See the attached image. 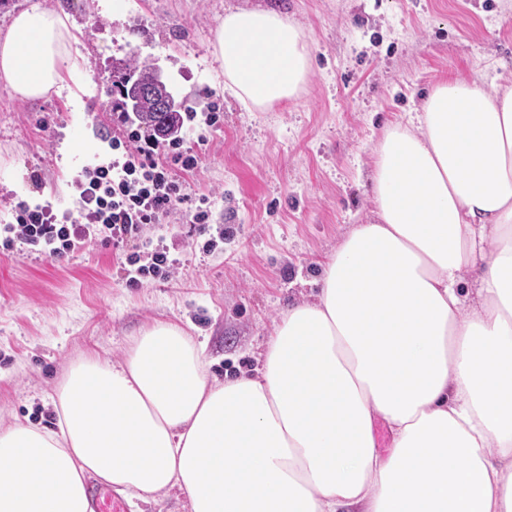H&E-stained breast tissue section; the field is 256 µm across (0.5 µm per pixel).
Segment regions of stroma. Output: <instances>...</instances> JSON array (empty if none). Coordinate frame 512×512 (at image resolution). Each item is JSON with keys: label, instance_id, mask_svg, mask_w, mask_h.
I'll return each mask as SVG.
<instances>
[{"label": "stroma", "instance_id": "1", "mask_svg": "<svg viewBox=\"0 0 512 512\" xmlns=\"http://www.w3.org/2000/svg\"><path fill=\"white\" fill-rule=\"evenodd\" d=\"M11 0L38 5L77 29L79 79L60 93L20 102L0 84V221L21 201L77 215L85 168L112 160V63L137 53L159 66L177 101L198 113L180 133L200 166L179 177L208 195L224 239L184 209L116 247L98 241L62 259L0 253V428L14 421L55 427L51 396L90 353L114 361L157 322L205 342L212 379L256 374L288 307L314 302L322 265L374 210L372 152L388 125L420 108L445 78L512 87V0ZM270 7L304 31L311 54L293 102L248 111L224 90L212 53L228 9ZM94 88L75 100L76 81ZM222 113L217 126L203 115ZM165 246L172 275L128 287L126 257Z\"/></svg>", "mask_w": 512, "mask_h": 512}]
</instances>
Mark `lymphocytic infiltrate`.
I'll list each match as a JSON object with an SVG mask.
<instances>
[{"mask_svg": "<svg viewBox=\"0 0 512 512\" xmlns=\"http://www.w3.org/2000/svg\"><path fill=\"white\" fill-rule=\"evenodd\" d=\"M122 136L113 138L117 155L112 162L85 169L78 182L81 223L61 224L50 206L19 202L13 221L5 225L4 249L22 243L58 258L67 256L90 236L120 242L137 236L142 227L160 224L176 208L187 206L193 223L210 221L207 196L188 192L178 170L192 171L198 155L182 148L180 140L143 142L134 121L121 118Z\"/></svg>", "mask_w": 512, "mask_h": 512, "instance_id": "lymphocytic-infiltrate-1", "label": "lymphocytic infiltrate"}]
</instances>
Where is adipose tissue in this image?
Returning a JSON list of instances; mask_svg holds the SVG:
<instances>
[{
	"label": "adipose tissue",
	"mask_w": 512,
	"mask_h": 512,
	"mask_svg": "<svg viewBox=\"0 0 512 512\" xmlns=\"http://www.w3.org/2000/svg\"><path fill=\"white\" fill-rule=\"evenodd\" d=\"M77 42L57 11L14 14L0 81L43 98ZM212 47L247 108L308 82L306 37L277 10L225 13ZM374 153L373 218L276 326L259 375L212 380L172 322L121 363L87 355L57 386L56 428H0V512H92V480L145 501L176 489L190 512H512V88L442 80Z\"/></svg>",
	"instance_id": "obj_1"
}]
</instances>
